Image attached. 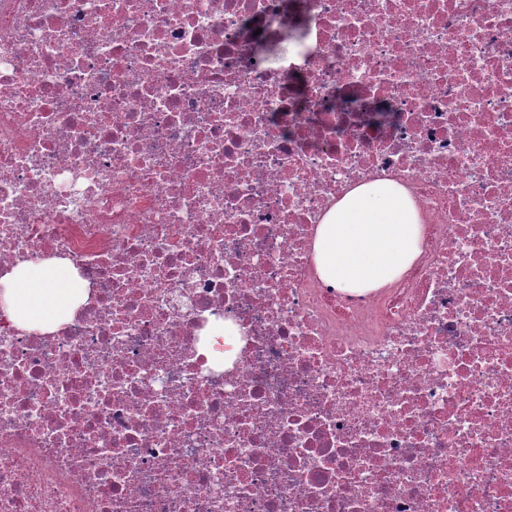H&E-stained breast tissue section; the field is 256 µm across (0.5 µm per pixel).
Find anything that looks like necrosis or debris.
<instances>
[{"label": "necrosis or debris", "instance_id": "1", "mask_svg": "<svg viewBox=\"0 0 512 512\" xmlns=\"http://www.w3.org/2000/svg\"><path fill=\"white\" fill-rule=\"evenodd\" d=\"M383 179L419 260L326 287ZM52 259L66 322L0 310V512H512V0H0V278ZM422 225L407 191L390 180L349 192L318 224L314 241L320 280L361 294L401 279L421 254Z\"/></svg>", "mask_w": 512, "mask_h": 512}]
</instances>
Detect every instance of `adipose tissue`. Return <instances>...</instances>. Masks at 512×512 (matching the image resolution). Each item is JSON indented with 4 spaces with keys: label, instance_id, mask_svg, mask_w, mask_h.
<instances>
[{
    "label": "adipose tissue",
    "instance_id": "obj_1",
    "mask_svg": "<svg viewBox=\"0 0 512 512\" xmlns=\"http://www.w3.org/2000/svg\"><path fill=\"white\" fill-rule=\"evenodd\" d=\"M422 226L407 191L390 180L349 192L318 225L314 241L320 280L361 294L401 279L421 254ZM84 297L69 265L19 264L0 279V309L19 328L55 330Z\"/></svg>",
    "mask_w": 512,
    "mask_h": 512
}]
</instances>
